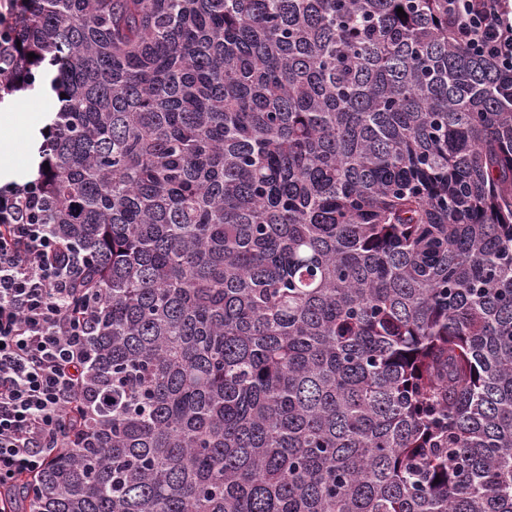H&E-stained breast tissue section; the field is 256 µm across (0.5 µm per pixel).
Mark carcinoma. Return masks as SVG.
Returning <instances> with one entry per match:
<instances>
[{
	"label": "carcinoma",
	"instance_id": "cac0c4a2",
	"mask_svg": "<svg viewBox=\"0 0 512 512\" xmlns=\"http://www.w3.org/2000/svg\"><path fill=\"white\" fill-rule=\"evenodd\" d=\"M12 32L14 90L55 71L40 220L106 387L22 512H512V70L448 0H16Z\"/></svg>",
	"mask_w": 512,
	"mask_h": 512
}]
</instances>
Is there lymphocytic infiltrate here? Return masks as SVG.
Instances as JSON below:
<instances>
[{
	"label": "lymphocytic infiltrate",
	"mask_w": 512,
	"mask_h": 512,
	"mask_svg": "<svg viewBox=\"0 0 512 512\" xmlns=\"http://www.w3.org/2000/svg\"><path fill=\"white\" fill-rule=\"evenodd\" d=\"M11 0H0V88L18 81L9 36ZM458 43L512 68V0H448ZM31 183L0 187V512H14L19 475L42 470L78 431L69 413L94 406L83 385L102 297L77 286L84 256L37 223Z\"/></svg>",
	"instance_id": "obj_1"
}]
</instances>
